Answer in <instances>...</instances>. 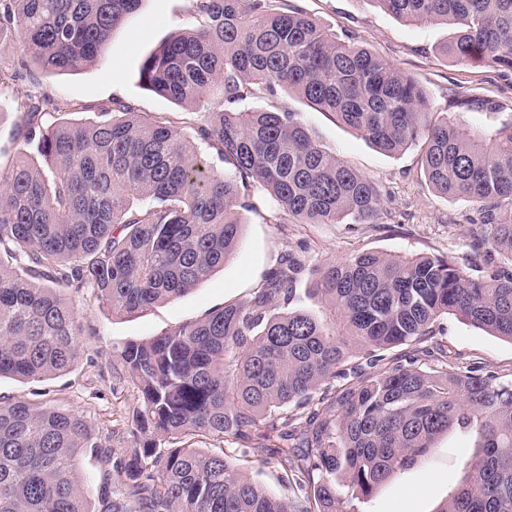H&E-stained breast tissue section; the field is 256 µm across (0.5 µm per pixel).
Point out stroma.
<instances>
[{
    "label": "stroma",
    "instance_id": "35a3bbf8",
    "mask_svg": "<svg viewBox=\"0 0 512 512\" xmlns=\"http://www.w3.org/2000/svg\"><path fill=\"white\" fill-rule=\"evenodd\" d=\"M284 2L288 8L302 9L338 37L349 38L415 76L425 86L431 109L438 115L457 114L464 99L491 105L490 110L468 113V121L477 126L497 127L503 115L512 113V71L478 61L457 66L440 51L451 39L452 27L398 19L372 0ZM195 26L191 0H142L139 10L112 33L99 60L82 70L68 74L38 70L29 80L14 77L10 59L0 60V164L10 165L18 155L16 132L23 119L20 106L32 96L44 100L51 122L90 120L121 99L140 112L170 121L181 135L193 136L206 113L147 90L140 80V68L144 59L170 38ZM240 107L297 113L327 150L383 188L382 219L377 224H301L261 204L241 213L240 242L223 266L180 297L116 317L99 305L90 291L65 289L64 297L78 312V363L68 372L40 381L1 378L0 397L40 401L76 413L87 422L105 450L101 456L87 452L79 466V476L88 490L89 512H101L100 483L136 445L129 421L139 404L138 392L130 379L112 375V355L126 342L149 340L200 319L212 309L248 298L288 252L305 266L346 259L362 250L391 255L444 254L460 260L472 257L484 271L499 264L494 253L473 256L477 208L431 190L424 177L420 147L384 155L335 116L282 90L272 97L245 100ZM425 350L435 356L446 353L449 364L477 366L512 380V342L490 336L457 316L441 317L435 336L427 341L387 350L384 356L389 360L417 357ZM275 442L273 432L255 434L244 472L271 493L288 496L292 489L283 480ZM471 453L468 438L456 433L440 436L410 469L398 472L358 502L359 512H438L449 491L462 480Z\"/></svg>",
    "mask_w": 512,
    "mask_h": 512
}]
</instances>
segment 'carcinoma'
Returning a JSON list of instances; mask_svg holds the SVG:
<instances>
[{"mask_svg": "<svg viewBox=\"0 0 512 512\" xmlns=\"http://www.w3.org/2000/svg\"><path fill=\"white\" fill-rule=\"evenodd\" d=\"M141 2L0 0V37L46 72H75ZM191 2L199 26L145 58L140 79L208 112L194 140L122 101L93 121L49 125L41 100L21 106L22 149L0 168V378L42 380L77 363V311L63 288H88L122 316L205 281L239 243L251 187L300 224L379 223L378 186L295 113L235 108L288 90L386 155L422 144L429 187L478 206L473 249L491 248L499 268L475 274L449 255L378 251L320 262L309 274L321 319L294 306L301 264L287 254L249 298L126 342L112 373L138 390L130 427L144 441L102 481L103 512H357L352 500L452 429L475 451L438 512H512V381L446 358L371 375L354 362L359 350L378 362L380 350L425 341L448 314L512 341V116L495 129L436 119L413 75L276 0ZM372 2L454 27L445 51L457 64L512 70V0ZM199 143L228 168L210 165ZM320 388L319 407L302 416ZM263 428L280 429L284 480L302 495H273L223 448L190 443L242 446ZM91 447L81 416L0 398V512H89L78 477Z\"/></svg>", "mask_w": 512, "mask_h": 512, "instance_id": "1", "label": "carcinoma"}]
</instances>
